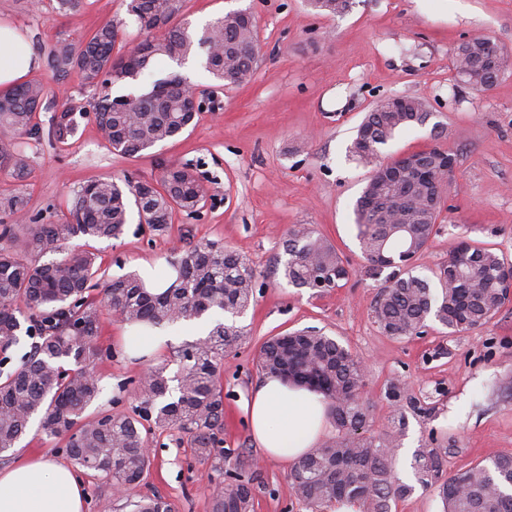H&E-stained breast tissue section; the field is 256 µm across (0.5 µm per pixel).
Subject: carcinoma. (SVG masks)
Here are the masks:
<instances>
[{
  "mask_svg": "<svg viewBox=\"0 0 512 512\" xmlns=\"http://www.w3.org/2000/svg\"><path fill=\"white\" fill-rule=\"evenodd\" d=\"M325 14L345 13L350 0H308ZM146 38L126 54L112 56L117 26L100 25L83 41H56L43 50L46 68L58 80L76 72L84 85L98 89L96 122L114 154L135 157L182 134L194 120L189 99L180 90L186 78L172 74L163 82L175 86L166 97L157 95L159 81L130 102L108 92L117 83L135 82L151 74L164 58L184 63L204 50L202 67L215 80L240 85L254 74L259 46L252 14L231 11L209 23L201 35L190 23H172L179 0H128ZM487 36H476L462 53H454L455 80L481 92L490 74L500 77L505 57L497 49L498 67L485 64ZM54 95L48 85L29 81L0 91V174L24 181L30 173L23 140L48 137L64 141L76 129L78 107L71 105L51 116L48 129L34 121L36 112ZM427 104L414 97L378 102L357 130L350 146L356 160L371 168L357 200V238L370 269L390 273L374 306L379 328L394 337L421 333L432 316L453 331L484 325L506 298L505 263L491 248L460 243L434 272L440 285L412 274V261L427 250L437 233L442 211L441 163L446 151H422L430 167L426 181L393 159L380 160V147L405 127L421 124ZM207 189L188 167L166 170L157 183L119 184L98 178L72 192L67 214L55 224H0V458L14 451L31 420L40 418L48 437L66 436L65 454L85 472L101 473L112 482L133 487L144 479L149 443L144 423L191 433L190 447L201 462L217 456L230 480L212 498L211 512H254V478L249 464L237 454H224L221 437L224 400L218 379L224 354L242 339L236 323L218 322L207 336L185 345L178 375L166 366L149 368L138 384L133 414L99 413L85 409L99 397L101 378L95 367L104 352L98 345L100 317L107 310L130 325L160 326L198 318L215 309L234 319L254 301L255 275L237 251L210 242L188 244L172 263L173 283L162 293L150 292L134 274L99 286L100 267L94 253L71 245L76 238L112 239L122 234L130 207L160 234L167 232L173 211L195 213ZM28 202L21 195L0 199V211L20 219ZM284 276L296 288H315L319 280L334 288L349 270L335 247L313 230L296 225L284 243ZM55 254L47 262L42 258ZM30 339L21 364L10 367L8 351ZM258 366L266 374L291 375L289 381L324 395L337 435L312 449L290 469L293 495L311 512H324L335 503L357 505L360 512H391V503L404 498L411 486L396 481L398 429L368 433L367 407L362 399L363 361L335 339L315 329L275 336L260 348ZM176 386H171V382ZM413 469L425 488H435L443 512H512V456L478 463L450 477L444 458L434 448L414 455ZM130 512H173L171 503L155 495L126 503Z\"/></svg>",
  "mask_w": 512,
  "mask_h": 512,
  "instance_id": "cac0c4a2",
  "label": "carcinoma"
}]
</instances>
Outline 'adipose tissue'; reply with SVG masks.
Here are the masks:
<instances>
[{"label": "adipose tissue", "instance_id": "adipose-tissue-1", "mask_svg": "<svg viewBox=\"0 0 512 512\" xmlns=\"http://www.w3.org/2000/svg\"><path fill=\"white\" fill-rule=\"evenodd\" d=\"M37 65L21 32L0 23V89L22 83ZM185 328L182 321L163 329L130 326L119 345L125 354L151 359ZM246 411L259 447L285 464L316 447L328 428L323 396L276 376L261 379ZM0 512H84V493L66 466L34 459L0 471Z\"/></svg>", "mask_w": 512, "mask_h": 512}]
</instances>
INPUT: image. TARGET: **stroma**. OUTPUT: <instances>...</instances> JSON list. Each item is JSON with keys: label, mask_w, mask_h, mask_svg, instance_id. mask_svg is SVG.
Segmentation results:
<instances>
[{"label": "stroma", "mask_w": 512, "mask_h": 512, "mask_svg": "<svg viewBox=\"0 0 512 512\" xmlns=\"http://www.w3.org/2000/svg\"><path fill=\"white\" fill-rule=\"evenodd\" d=\"M55 0H0V20L12 23L33 51L60 39L81 40L105 22L119 30L115 54L143 38L126 0H84L80 11L57 14ZM251 12L260 46L252 80L229 85L207 104L180 138L138 157L113 154L94 118L95 92L79 75L50 99L36 119L76 105L83 114L72 137L32 141L25 151L30 175L18 183L0 175V197L22 194L26 221L48 224L66 211L73 187L112 177L158 181L171 167L187 166L208 197L198 219L172 216L158 235L131 214L123 233L93 242L106 276L140 271L154 278L189 242L208 240L244 254L255 272V302L237 324L242 342L224 356V448L245 454L257 474L254 512H308L290 488L289 466L264 457L243 410L262 377L259 350L269 338L314 327L336 338L366 365L362 396L371 432L402 422L395 477L412 486L395 512H442L434 490L423 488L411 467L417 449H437L454 475L500 455H512V296L484 326L455 332L428 320L423 334L395 339L382 333L373 307L385 282L370 275L357 239L355 202L369 175L348 149L377 102L394 96L424 99V124L400 130L382 155L429 147L457 159L449 179L439 232L413 263L431 277L460 241L493 248L512 265V63L496 85L477 92L458 84L452 52L462 38L485 35L512 55V0H352L349 11L325 16L304 0H182L180 18L198 31L230 11ZM180 74L198 89L213 78L199 67L160 60L152 77L112 86L114 96L149 88L152 78ZM305 224L329 239L350 269L340 287L318 292L288 285L281 265L289 230ZM124 325L102 313L98 341L112 348L97 372L103 390L92 410L130 413L145 362L118 350ZM401 394L391 397V385ZM151 464L140 495L168 500L174 512H211L224 484L219 460L199 462L189 433L152 429ZM65 437L30 429L10 463L44 458L65 462Z\"/></svg>", "instance_id": "obj_1"}]
</instances>
